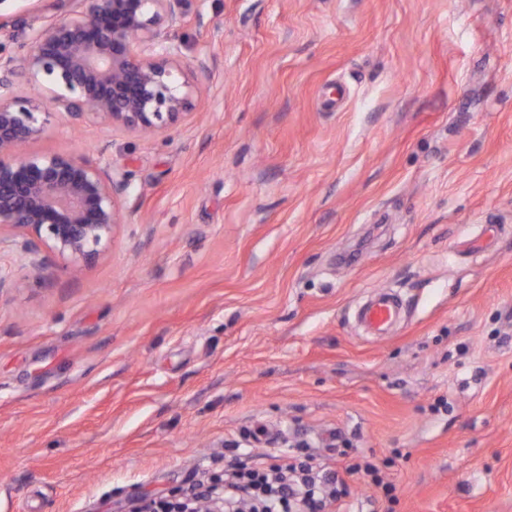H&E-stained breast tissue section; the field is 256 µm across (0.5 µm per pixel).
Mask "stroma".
Here are the masks:
<instances>
[{
	"mask_svg": "<svg viewBox=\"0 0 512 512\" xmlns=\"http://www.w3.org/2000/svg\"><path fill=\"white\" fill-rule=\"evenodd\" d=\"M57 2L0 0V55ZM184 13L188 120L54 112L27 146L129 188L80 270L0 244V512H128L302 441L382 464L394 512H512V0ZM400 313L397 297L390 291L373 292L358 310V319L375 335L385 332Z\"/></svg>",
	"mask_w": 512,
	"mask_h": 512,
	"instance_id": "1",
	"label": "stroma"
}]
</instances>
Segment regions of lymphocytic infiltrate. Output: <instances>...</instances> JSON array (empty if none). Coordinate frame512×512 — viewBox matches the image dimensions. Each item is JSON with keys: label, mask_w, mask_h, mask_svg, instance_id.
<instances>
[{"label": "lymphocytic infiltrate", "mask_w": 512, "mask_h": 512, "mask_svg": "<svg viewBox=\"0 0 512 512\" xmlns=\"http://www.w3.org/2000/svg\"><path fill=\"white\" fill-rule=\"evenodd\" d=\"M359 472L381 488L387 502H396L395 486L383 481L373 462L350 464L341 471L318 463L303 448L279 456L264 469L227 462L224 501L233 512H327L328 506L349 497L346 478Z\"/></svg>", "instance_id": "obj_1"}]
</instances>
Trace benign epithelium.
Here are the masks:
<instances>
[{
	"mask_svg": "<svg viewBox=\"0 0 512 512\" xmlns=\"http://www.w3.org/2000/svg\"><path fill=\"white\" fill-rule=\"evenodd\" d=\"M36 29L5 71L37 91L17 95L0 76V231L21 238L35 256L67 260L79 270L97 260L123 224L126 177L79 154H32L45 132L37 114L102 119L142 134L184 121L193 77L205 59L182 61L168 32L184 19L186 0H75Z\"/></svg>",
	"mask_w": 512,
	"mask_h": 512,
	"instance_id": "benign-epithelium-1",
	"label": "benign epithelium"
}]
</instances>
